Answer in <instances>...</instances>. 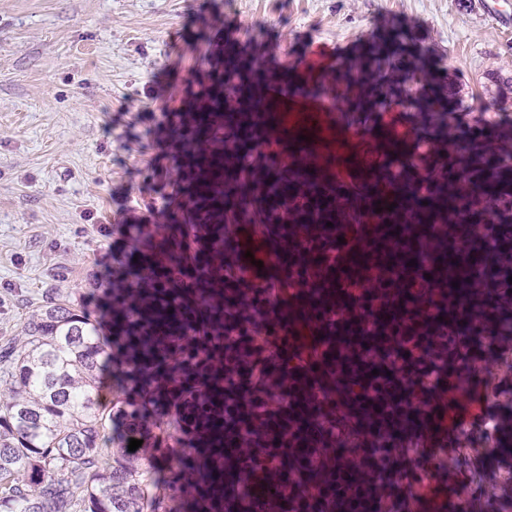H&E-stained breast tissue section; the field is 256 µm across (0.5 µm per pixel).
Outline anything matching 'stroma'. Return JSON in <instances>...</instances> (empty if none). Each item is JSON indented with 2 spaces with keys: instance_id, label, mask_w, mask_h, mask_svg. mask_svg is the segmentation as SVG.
I'll return each mask as SVG.
<instances>
[{
  "instance_id": "obj_1",
  "label": "stroma",
  "mask_w": 512,
  "mask_h": 512,
  "mask_svg": "<svg viewBox=\"0 0 512 512\" xmlns=\"http://www.w3.org/2000/svg\"><path fill=\"white\" fill-rule=\"evenodd\" d=\"M463 125L512 119V33L481 0H0V339L20 337L45 291L108 285L134 244L177 207L169 133L148 112L185 108L215 44L231 40L278 80L323 96L303 57L339 73L390 26Z\"/></svg>"
}]
</instances>
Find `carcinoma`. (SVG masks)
<instances>
[{"instance_id":"1","label":"carcinoma","mask_w":512,"mask_h":512,"mask_svg":"<svg viewBox=\"0 0 512 512\" xmlns=\"http://www.w3.org/2000/svg\"><path fill=\"white\" fill-rule=\"evenodd\" d=\"M403 40L393 28L347 66L346 75L360 80L344 119L373 132L381 111L406 104L417 110L432 142L452 143L458 138L451 121L456 92L439 86L412 96L406 84L424 70V61L406 55ZM203 79V91L173 129L187 217L174 214L136 237L120 285L103 289L109 335L100 337L73 293L52 288L27 316L21 338L0 351V512H263L264 503L278 499L268 470L298 474L300 512H373V474L336 471L343 448L334 443L322 447L324 466L302 471L300 445L324 413L362 435L390 410L395 418L380 430L383 438L417 433L425 400L405 410L389 389L378 408H367L355 397L365 379L349 376L354 356L347 353L339 365L319 360L292 370L290 413L279 412L274 392L260 393L269 414L241 408L243 388L224 380V323L234 321L246 333L249 319L224 303L227 289L237 288L224 276L238 270L224 248L226 224L288 225L277 233L278 243L298 247L295 257L314 272L302 300L316 312L347 298L348 285L322 268V252L336 247V227L363 229L374 260L393 267L390 225L403 224L402 251L412 253L430 239V284L447 300L444 271L467 229L454 224L443 234L433 230L448 223V212L458 210L465 196L488 198L497 209L470 208L467 223L494 221L493 251L484 239L469 241L458 291L469 300L485 299L496 315L493 327L512 335V124L472 129L462 156L431 154L386 174L383 190L407 195L395 203L381 195L380 220L373 223L360 186L332 196L316 174L282 168L245 145L259 131L268 78L215 66ZM392 203L396 207L387 210ZM309 240L318 247L307 249ZM439 315L443 320L416 321L419 333L448 327L464 342L472 336L473 328L458 322L456 304H441ZM250 356L258 367L283 370L282 347L252 349ZM108 361L118 384L137 395L129 409L101 402ZM235 426L255 434L260 465L224 458L227 432ZM174 432L177 447L163 450ZM132 438L142 441L134 452L128 451ZM243 483L251 486L247 499L235 493Z\"/></svg>"}]
</instances>
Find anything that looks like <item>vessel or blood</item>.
I'll return each mask as SVG.
<instances>
[{
	"label": "vessel or blood",
	"mask_w": 512,
	"mask_h": 512,
	"mask_svg": "<svg viewBox=\"0 0 512 512\" xmlns=\"http://www.w3.org/2000/svg\"><path fill=\"white\" fill-rule=\"evenodd\" d=\"M266 100L270 106L263 114L267 134L290 147V162L318 171L332 187L354 178L369 185L378 179L380 145L348 128L340 114L327 110L323 99L307 96L295 87L273 84L267 89ZM337 234L344 239L336 247L343 258L344 274L367 268L373 260L367 236L349 226L340 227ZM228 236L236 263L248 282H262L271 267L287 273V251L265 245L241 225L232 226ZM270 329L283 337L291 367L299 364L319 333L316 322L291 321L280 315L274 317ZM426 411L429 421L420 437L426 447L441 448L449 434L463 431L465 420L480 414L481 404L477 398L446 388L430 399Z\"/></svg>",
	"instance_id": "1"
}]
</instances>
